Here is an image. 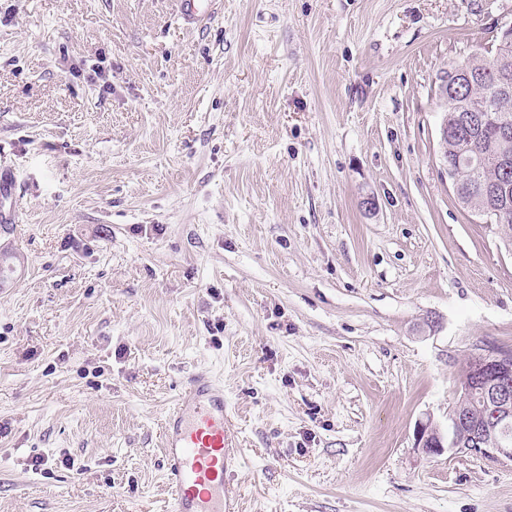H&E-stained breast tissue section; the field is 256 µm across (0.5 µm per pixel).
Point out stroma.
I'll return each instance as SVG.
<instances>
[{
	"label": "stroma",
	"instance_id": "stroma-1",
	"mask_svg": "<svg viewBox=\"0 0 512 512\" xmlns=\"http://www.w3.org/2000/svg\"><path fill=\"white\" fill-rule=\"evenodd\" d=\"M510 21L0 0V512H165L161 417L197 370L239 512H512L511 462L416 446L475 344L512 349V250L458 203L434 94ZM217 0H178L180 18L187 26L215 13ZM14 190V177L9 171L0 173V223L14 224L15 215L12 209V194ZM10 200L11 206L6 210V203Z\"/></svg>",
	"mask_w": 512,
	"mask_h": 512
}]
</instances>
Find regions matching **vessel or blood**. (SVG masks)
<instances>
[{"label": "vessel or blood", "mask_w": 512, "mask_h": 512, "mask_svg": "<svg viewBox=\"0 0 512 512\" xmlns=\"http://www.w3.org/2000/svg\"><path fill=\"white\" fill-rule=\"evenodd\" d=\"M217 0H178L185 25L213 15ZM14 177L0 173V223L15 221L6 203ZM162 467L171 496L169 512H234L224 485L225 471L235 463L233 436L224 422V387L200 371L182 383L176 404L162 425Z\"/></svg>", "instance_id": "obj_1"}]
</instances>
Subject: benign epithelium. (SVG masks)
Returning a JSON list of instances; mask_svg holds the SVG:
<instances>
[{
	"mask_svg": "<svg viewBox=\"0 0 512 512\" xmlns=\"http://www.w3.org/2000/svg\"><path fill=\"white\" fill-rule=\"evenodd\" d=\"M448 142V124L442 122L439 127L440 160L446 168L448 178L452 180L453 189H459L457 173L463 170L461 161L448 162V155L443 152ZM471 363L476 373H490L481 380L479 386L466 387V391L477 395L487 412L485 428H476L468 436V440L460 444L453 435L461 423L465 422L463 410L455 408L449 414L448 434H443L432 426L431 422H421L416 431L417 447L426 455H436L445 449L494 462H512V447L500 445L488 447L485 442V431L500 429L512 424V351L482 345L475 349Z\"/></svg>",
	"mask_w": 512,
	"mask_h": 512,
	"instance_id": "7a95c632",
	"label": "benign epithelium"
}]
</instances>
